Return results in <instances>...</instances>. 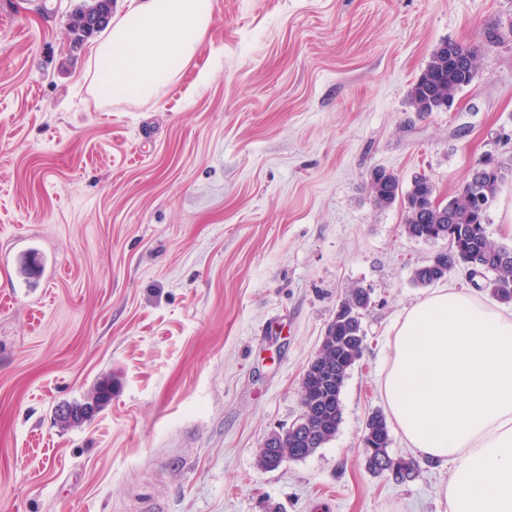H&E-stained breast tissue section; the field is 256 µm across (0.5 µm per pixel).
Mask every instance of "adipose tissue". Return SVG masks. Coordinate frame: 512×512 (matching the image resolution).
<instances>
[{
  "instance_id": "1",
  "label": "adipose tissue",
  "mask_w": 512,
  "mask_h": 512,
  "mask_svg": "<svg viewBox=\"0 0 512 512\" xmlns=\"http://www.w3.org/2000/svg\"><path fill=\"white\" fill-rule=\"evenodd\" d=\"M213 0H131L87 69L103 105L160 98L197 55ZM378 389L409 448L447 468L446 512H512V313L440 288L394 324Z\"/></svg>"
}]
</instances>
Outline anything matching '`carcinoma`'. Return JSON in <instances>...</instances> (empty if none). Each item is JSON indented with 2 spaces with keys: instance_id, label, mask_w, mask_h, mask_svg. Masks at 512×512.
I'll return each instance as SVG.
<instances>
[{
  "instance_id": "carcinoma-1",
  "label": "carcinoma",
  "mask_w": 512,
  "mask_h": 512,
  "mask_svg": "<svg viewBox=\"0 0 512 512\" xmlns=\"http://www.w3.org/2000/svg\"><path fill=\"white\" fill-rule=\"evenodd\" d=\"M100 13L105 20L112 15V0H87L79 5L71 16L69 37L73 47L82 46L94 33L86 28V19ZM478 63V51L464 48V55L458 60L448 59V48L440 45L432 52L425 70L412 84L410 102L419 113L434 112L447 106L448 101L472 85ZM512 167L504 164L487 175L483 182L484 196L495 200ZM370 192L374 203L379 207L399 206L404 211L403 233L412 239L448 243V266L466 258L473 251L495 256L504 250L487 234V216H478L470 198L458 191L449 197L445 209L433 204L436 189L433 181L424 174L416 175L409 185L395 172L385 179L370 181ZM448 276V273L427 263L412 272L414 285L427 288ZM478 288H485L500 302L512 303V258L491 266L480 275ZM369 303L362 298V289H351L341 302V307L358 314L368 308ZM364 350V330L362 321L334 318L325 331L317 360L328 363L333 374L327 378L311 376L302 379L300 386L302 410L297 421L304 419L310 423V433L289 426L279 434V451L290 461L303 460L317 449L327 444L339 429L343 420L341 400L345 379L351 368L360 360ZM98 399V408H103L112 398V379L98 380L89 398ZM362 440L365 448L366 465L370 472L387 475L403 483L412 480L419 469V462L413 459L390 456L388 448L391 439L385 416L373 412L365 424Z\"/></svg>"
}]
</instances>
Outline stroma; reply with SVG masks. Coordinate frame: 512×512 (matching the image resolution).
Masks as SVG:
<instances>
[{
	"label": "stroma",
	"mask_w": 512,
	"mask_h": 512,
	"mask_svg": "<svg viewBox=\"0 0 512 512\" xmlns=\"http://www.w3.org/2000/svg\"><path fill=\"white\" fill-rule=\"evenodd\" d=\"M79 0H0V512H440L448 473L398 484L361 437L384 410L390 331L443 242L375 206L370 173H418L448 199L512 161V0H213L215 22L156 100L102 106ZM480 48L452 108L418 114L433 50ZM51 260L28 281L12 258ZM365 352L324 448L266 471L300 382L350 289ZM81 427L58 404L103 376Z\"/></svg>",
	"instance_id": "35a3bbf8"
}]
</instances>
